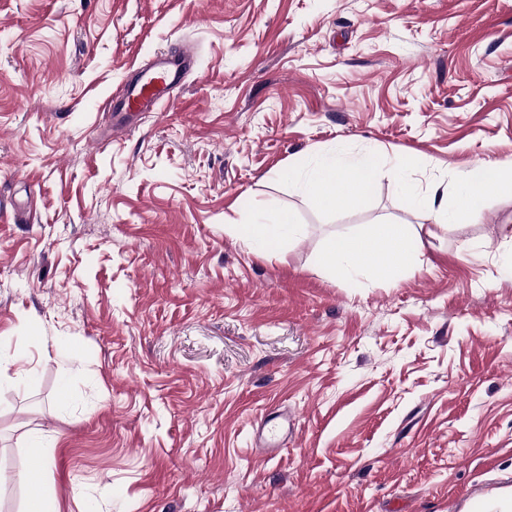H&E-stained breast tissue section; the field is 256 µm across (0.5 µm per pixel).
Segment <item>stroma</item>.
I'll return each mask as SVG.
<instances>
[{"label":"stroma","mask_w":512,"mask_h":512,"mask_svg":"<svg viewBox=\"0 0 512 512\" xmlns=\"http://www.w3.org/2000/svg\"><path fill=\"white\" fill-rule=\"evenodd\" d=\"M185 42L113 136L106 101ZM369 150L330 212L278 177ZM488 160L512 0H0V512L34 483L60 512H512V197L396 276L319 263L432 223L402 179L452 198ZM284 210L281 247L236 236ZM195 53L185 44L177 56L160 55L128 84L121 96L112 100V133H118L137 114L154 112L170 101L173 91L193 65Z\"/></svg>","instance_id":"1"}]
</instances>
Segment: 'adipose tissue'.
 I'll list each match as a JSON object with an SVG mask.
<instances>
[{
    "mask_svg": "<svg viewBox=\"0 0 512 512\" xmlns=\"http://www.w3.org/2000/svg\"><path fill=\"white\" fill-rule=\"evenodd\" d=\"M382 165L383 161L377 153L366 152L350 158H329L311 170L292 164L288 167V178L303 190L317 209L331 210L335 208L338 200L357 199L366 195ZM483 168L486 176L482 179L476 178L470 172L460 174L457 206L453 209L449 208L446 197L433 192L421 198L413 184L403 183V194L415 199L418 206L435 216L434 224L422 227L426 235H433L435 228L445 227L447 223L476 217L487 190L493 189L512 195L511 165L490 160L484 163ZM299 230L300 226L293 214L287 211L280 212L271 223L259 216L251 223L235 227L240 238L263 250L277 247ZM412 235V230L405 224H375L363 234L328 238L319 261L327 268L343 262L361 267L369 264L378 248L383 247L390 255V263L384 272L393 275L406 269L412 259Z\"/></svg>",
    "mask_w": 512,
    "mask_h": 512,
    "instance_id": "ef3b65f1",
    "label": "adipose tissue"
}]
</instances>
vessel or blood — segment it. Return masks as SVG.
<instances>
[{"label":"vessel or blood","instance_id":"vessel-or-blood-1","mask_svg":"<svg viewBox=\"0 0 512 512\" xmlns=\"http://www.w3.org/2000/svg\"><path fill=\"white\" fill-rule=\"evenodd\" d=\"M195 53L184 45L177 56H158L143 69L141 75L128 84L121 96L112 102L113 132H120L139 112L156 111L170 101L173 91L193 65Z\"/></svg>","mask_w":512,"mask_h":512}]
</instances>
